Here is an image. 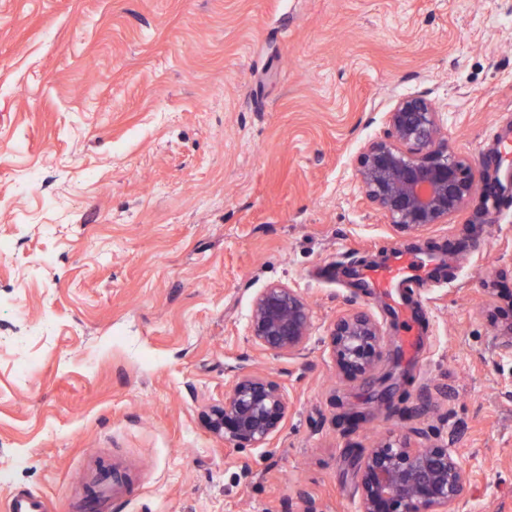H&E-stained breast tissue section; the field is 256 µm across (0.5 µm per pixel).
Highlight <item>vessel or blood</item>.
I'll return each instance as SVG.
<instances>
[{"instance_id": "obj_1", "label": "vessel or blood", "mask_w": 512, "mask_h": 512, "mask_svg": "<svg viewBox=\"0 0 512 512\" xmlns=\"http://www.w3.org/2000/svg\"><path fill=\"white\" fill-rule=\"evenodd\" d=\"M418 266L414 255L400 251L395 253L391 264L363 269L361 276L380 295L390 299ZM135 491L129 471L117 469L108 458L97 457L84 464L77 491L63 502L17 489L8 494L0 512H112L114 501L132 500Z\"/></svg>"}]
</instances>
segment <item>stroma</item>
<instances>
[{"instance_id": "obj_1", "label": "stroma", "mask_w": 512, "mask_h": 512, "mask_svg": "<svg viewBox=\"0 0 512 512\" xmlns=\"http://www.w3.org/2000/svg\"><path fill=\"white\" fill-rule=\"evenodd\" d=\"M420 92L478 179L512 168V0H0V501L102 450L137 465L113 512H358L360 456L405 438L463 461L457 512H512V194L403 233L356 178ZM429 238L473 247L414 323L353 286ZM273 283L310 307L295 355L250 336ZM351 308L383 332L357 377ZM244 374L284 389L262 448L205 424ZM381 327L362 309H350L336 317L329 333V345L344 375L362 376L381 356Z\"/></svg>"}]
</instances>
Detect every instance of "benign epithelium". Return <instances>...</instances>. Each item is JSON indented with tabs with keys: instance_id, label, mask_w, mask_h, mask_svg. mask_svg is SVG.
Returning <instances> with one entry per match:
<instances>
[{
	"instance_id": "1",
	"label": "benign epithelium",
	"mask_w": 512,
	"mask_h": 512,
	"mask_svg": "<svg viewBox=\"0 0 512 512\" xmlns=\"http://www.w3.org/2000/svg\"><path fill=\"white\" fill-rule=\"evenodd\" d=\"M387 136L370 142L358 160L366 199L396 229L442 224L472 195L477 176L441 139L439 113L425 94L406 95L387 113ZM250 336L272 355H294L309 339L310 311L295 288L271 284L255 298ZM381 327L362 309L336 317L329 345L347 376L369 372L381 356ZM287 413L281 383L270 376L238 378L206 424L230 446L261 448ZM469 484L458 457L441 445L407 441L371 448L360 466V512H455Z\"/></svg>"
}]
</instances>
